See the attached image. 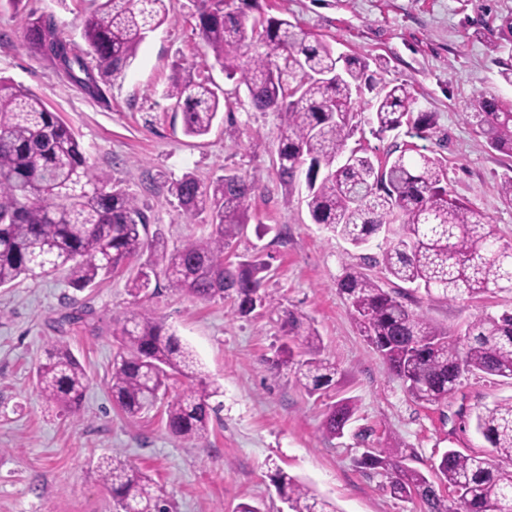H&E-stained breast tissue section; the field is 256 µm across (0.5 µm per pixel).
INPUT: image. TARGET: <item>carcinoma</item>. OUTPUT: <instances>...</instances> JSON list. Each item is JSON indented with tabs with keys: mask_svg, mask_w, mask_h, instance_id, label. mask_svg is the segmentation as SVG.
I'll list each match as a JSON object with an SVG mask.
<instances>
[{
	"mask_svg": "<svg viewBox=\"0 0 512 512\" xmlns=\"http://www.w3.org/2000/svg\"><path fill=\"white\" fill-rule=\"evenodd\" d=\"M199 34L226 78L245 87L252 108L274 112L279 120L277 150L281 180L307 167L306 204L315 224L358 248L383 235L380 264L397 281L424 289L441 301L473 299L490 288H512V263L502 258L512 246L500 243L487 217L453 198L446 164L424 153L393 149L375 161L362 150H347L354 135L358 99L368 101L370 121L385 133L410 125L428 137L433 115L414 113L407 84L382 83L370 64L350 56L341 72L331 44L281 17L250 12L258 0H197ZM167 20L166 0H102L84 22L83 43L68 42L52 20L36 18L25 30L24 46L64 63L66 77L93 99L104 98L107 78L130 66L146 35ZM165 96L180 111L183 133L207 135L219 116L214 86L179 63ZM495 150L512 154V109L494 96L472 102ZM256 187L246 177L227 174L204 184L185 174L169 184L180 214L189 224L204 214L211 232L170 248L160 232L149 234V220L132 194L109 185L86 162L70 129L48 111L30 89L0 77V287L29 276L66 270L78 289L147 256L129 282L132 294L148 291L163 274L167 287L204 301L235 294L242 316L272 307L261 292L255 259L231 267L224 252L244 234ZM365 341L398 377L408 395L436 406L458 393L466 375L512 380V312L486 316L462 335L435 328L424 314L385 291L370 275L347 272L337 282ZM286 341L276 367L295 366L297 380L314 394L335 383L336 364L321 357L317 330L298 313L280 318ZM119 343L108 388L128 416L153 409L168 381L187 385L165 407L166 424L176 437L194 445L207 441L217 393L196 372L192 352L168 333L162 321L143 310L112 319ZM308 358L294 361V346ZM87 385L84 368L71 350L54 345L36 370L39 395L60 412L80 410ZM353 407H333L324 433L336 437ZM475 432L497 456L512 461V399L467 414ZM357 464L385 478L396 497L416 500L421 512H512V470L497 468L480 453L446 450L432 466L449 500L432 488L429 476L405 466L391 445L368 450ZM96 472L114 503L133 512H170L163 490L117 452L98 458ZM288 512H336L307 484L277 469L271 476Z\"/></svg>",
	"mask_w": 512,
	"mask_h": 512,
	"instance_id": "carcinoma-1",
	"label": "carcinoma"
}]
</instances>
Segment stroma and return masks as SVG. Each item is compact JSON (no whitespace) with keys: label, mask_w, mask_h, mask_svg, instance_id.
Listing matches in <instances>:
<instances>
[{"label":"stroma","mask_w":512,"mask_h":512,"mask_svg":"<svg viewBox=\"0 0 512 512\" xmlns=\"http://www.w3.org/2000/svg\"><path fill=\"white\" fill-rule=\"evenodd\" d=\"M166 6V23L146 36L97 101L23 46L32 15L52 17L64 39L79 40L95 0L2 5L0 76L30 88L70 127L90 167L133 194L168 245L208 235L210 227L203 216L184 221L167 178L190 173L206 184L238 173L251 180L256 193L247 232L227 256L234 263L262 256L266 294L318 329L322 357L337 365L336 382L311 395L291 368H271L283 341L273 309L242 317L233 299L202 301L167 288L162 278L135 297L128 288L133 263L83 290L63 274L0 288V512H115L95 472L97 457L112 451L158 482L172 512H236L243 502L288 512L270 481L278 468L338 512H419V503L393 497L357 459L389 442L407 466L426 473L447 449L489 452L455 412L511 398L512 382L469 376L449 398L446 417L411 399L366 343L337 288L348 270L368 273L389 292L402 283L370 264L377 244L355 248L313 224L305 183L287 186L277 176L276 114L255 111L245 91L226 79L196 29L192 0ZM260 7L320 35L337 53L367 59L382 81L408 84L416 111L434 115L428 138L413 137L405 126L377 135L366 124L350 147L380 159L396 147L444 158L452 196L488 216L498 236L512 242V203L500 196L512 158L490 147L470 107L484 92L512 109V85L501 78L512 69V0H260ZM179 59L229 94L200 138L184 135L164 95ZM407 304L440 330L461 332L475 319L512 311V290L492 289L465 302L436 301L419 290ZM140 309L165 321L218 389L211 402L219 417L202 446L172 436L163 408L131 418L112 401V318ZM54 344L68 346L88 375L73 417L47 405L35 388L36 368ZM344 401L354 404V415L342 437H327L324 420Z\"/></svg>","instance_id":"obj_1"}]
</instances>
